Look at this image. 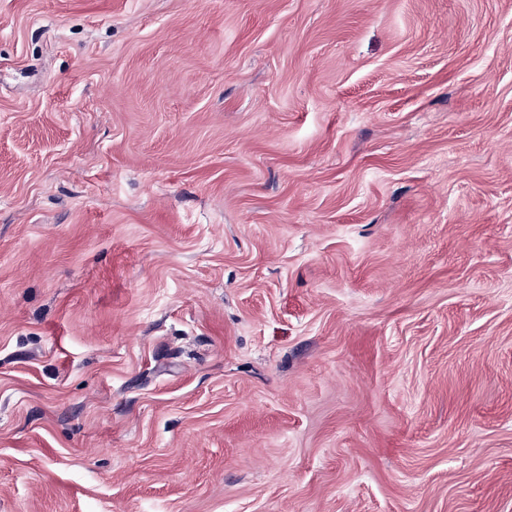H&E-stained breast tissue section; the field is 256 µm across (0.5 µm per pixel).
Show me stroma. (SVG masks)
Listing matches in <instances>:
<instances>
[{"label":"stroma","instance_id":"stroma-1","mask_svg":"<svg viewBox=\"0 0 512 512\" xmlns=\"http://www.w3.org/2000/svg\"><path fill=\"white\" fill-rule=\"evenodd\" d=\"M0 512H512V0H0Z\"/></svg>","mask_w":512,"mask_h":512}]
</instances>
